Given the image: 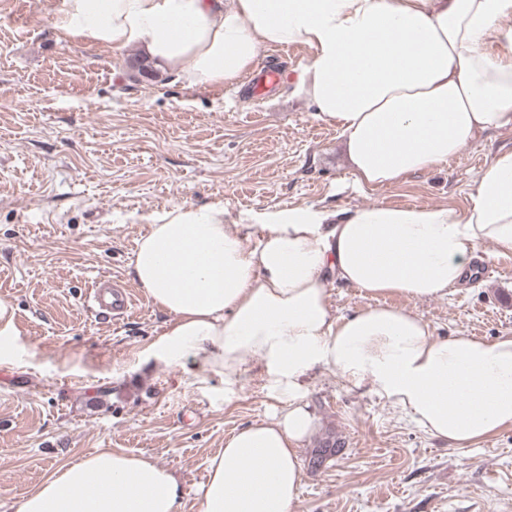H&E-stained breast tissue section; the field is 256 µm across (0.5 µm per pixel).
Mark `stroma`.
Segmentation results:
<instances>
[{
  "mask_svg": "<svg viewBox=\"0 0 512 512\" xmlns=\"http://www.w3.org/2000/svg\"><path fill=\"white\" fill-rule=\"evenodd\" d=\"M56 2L0 0V300L14 312L12 352L0 358V512L102 448L169 469L181 512H199L225 437L274 416L280 401L257 375L228 396L193 360L147 359L171 319L133 278L148 225L216 203L228 220L255 225L296 206L460 211L480 170L512 151V130L479 134L443 167L357 189L338 131L297 91L303 47H289L287 81L258 103L239 85L140 76L136 47L61 39ZM103 274L132 295L122 320L87 305ZM387 301L438 338L512 336V271L445 297ZM304 399L318 426L301 460L325 438L342 448L304 469L293 512H512V428L451 448L386 398L321 371Z\"/></svg>",
  "mask_w": 512,
  "mask_h": 512,
  "instance_id": "1",
  "label": "stroma"
}]
</instances>
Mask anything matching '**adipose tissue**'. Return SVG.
<instances>
[{
  "instance_id": "obj_1",
  "label": "adipose tissue",
  "mask_w": 512,
  "mask_h": 512,
  "mask_svg": "<svg viewBox=\"0 0 512 512\" xmlns=\"http://www.w3.org/2000/svg\"><path fill=\"white\" fill-rule=\"evenodd\" d=\"M54 23L88 45L137 46L190 87L239 84L260 48L303 46L298 90L339 131L361 188L512 129V0H59ZM494 36L503 52L488 51ZM484 244L512 252V152L481 170L460 212L297 207L272 214L256 238L211 205L151 225L134 279L172 319L149 358L193 360L229 394L258 370L281 397L278 414L234 431L210 459L200 512H292L299 448L316 426L302 396L315 371L385 397L452 448L512 427V336L438 338L383 301L448 295ZM331 278L375 305L336 314ZM17 512H180V491L154 461L102 450L27 493Z\"/></svg>"
}]
</instances>
